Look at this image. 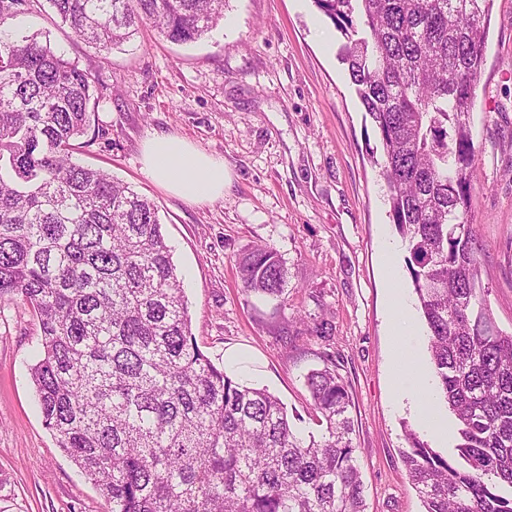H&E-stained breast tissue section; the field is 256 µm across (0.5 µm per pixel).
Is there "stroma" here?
Segmentation results:
<instances>
[{
    "mask_svg": "<svg viewBox=\"0 0 512 512\" xmlns=\"http://www.w3.org/2000/svg\"><path fill=\"white\" fill-rule=\"evenodd\" d=\"M18 20L91 73L100 102L76 158L157 206L200 350L219 367L226 349L247 352L254 386L277 396L304 433L318 430L305 377L335 369L351 394L367 512H424L400 451L412 431L448 454L454 437L425 425L454 417L438 391L415 409L397 398L399 386L417 388L419 375L433 373L428 328L371 157L379 140L340 60L342 34L313 0H227L223 25L197 42L172 43L147 27L107 54L73 39L49 5ZM485 57L472 114L471 215L487 304L510 334L512 0H493ZM155 134L223 160V197L188 202L152 181L142 145ZM261 243L286 261L285 298L246 294L237 279L239 258ZM395 287L415 328L402 356L391 321ZM323 319L332 325L325 338L314 332ZM40 349L28 308L0 304V512H104L43 425L30 374Z\"/></svg>",
    "mask_w": 512,
    "mask_h": 512,
    "instance_id": "obj_1",
    "label": "stroma"
}]
</instances>
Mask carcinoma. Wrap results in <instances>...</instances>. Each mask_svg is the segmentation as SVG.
Segmentation results:
<instances>
[{"label":"carcinoma","mask_w":512,"mask_h":512,"mask_svg":"<svg viewBox=\"0 0 512 512\" xmlns=\"http://www.w3.org/2000/svg\"><path fill=\"white\" fill-rule=\"evenodd\" d=\"M0 0V302L37 321L43 425L106 512H365L351 400L336 370L306 382L320 434L198 347L157 206L73 160L99 105L89 74ZM108 53L150 23L194 42L226 0H48ZM493 0H313L347 37L342 60L382 147L389 216L456 422L444 457L414 432L402 458L424 512H512V334L487 309L468 204L470 116ZM247 294L280 298L272 246L238 261Z\"/></svg>","instance_id":"1"}]
</instances>
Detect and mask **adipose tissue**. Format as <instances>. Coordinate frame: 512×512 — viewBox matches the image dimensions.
Segmentation results:
<instances>
[{"instance_id":"1","label":"adipose tissue","mask_w":512,"mask_h":512,"mask_svg":"<svg viewBox=\"0 0 512 512\" xmlns=\"http://www.w3.org/2000/svg\"><path fill=\"white\" fill-rule=\"evenodd\" d=\"M144 171L160 186L192 202L213 201L224 194L223 161L175 136L156 135L147 140Z\"/></svg>"}]
</instances>
